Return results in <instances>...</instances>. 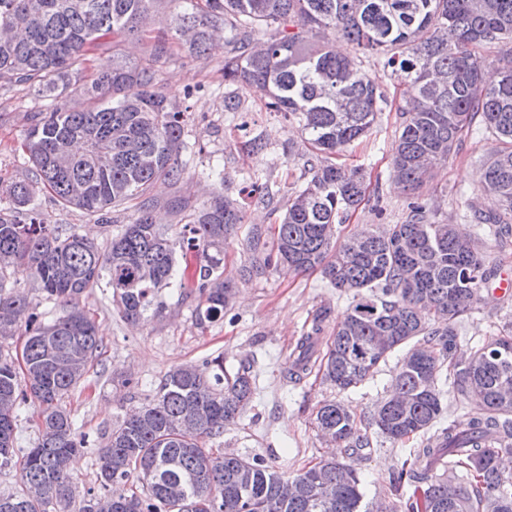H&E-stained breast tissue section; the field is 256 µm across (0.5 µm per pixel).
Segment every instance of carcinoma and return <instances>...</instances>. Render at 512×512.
<instances>
[{
  "mask_svg": "<svg viewBox=\"0 0 512 512\" xmlns=\"http://www.w3.org/2000/svg\"><path fill=\"white\" fill-rule=\"evenodd\" d=\"M159 0H0V79L29 84L56 101L35 112L24 148L29 175L7 185L0 207V282L24 271L49 300L63 304L52 323L31 327L29 303L0 292V339L28 333L23 368L0 349V470L15 468L25 490L0 496V512H369L353 465L334 457L290 476L241 455L204 447L224 434L257 390L253 362L233 374L214 359L213 377L194 365L170 369L156 395L130 411L96 449L100 492L76 500L71 457L90 441L61 402L99 361L96 321L81 297L106 280L112 305L137 322L155 295L173 283L177 254L211 249L200 267L204 307L200 324L224 313L232 288L215 271L224 261V238L242 223L236 200L224 189L193 210L191 236H167L155 224L146 198L158 180L182 175V110L153 90V62L170 54L171 41L189 57H204L213 35H231L224 57V86L247 84L266 107L288 115L309 145L303 185L288 197L271 241L249 231L252 252L245 272L259 277L279 267L318 270L350 296L349 312L320 358L323 380L340 391L373 378L395 349L406 346L391 380V396L367 424L396 442L420 439L409 449L391 485L412 494L390 512H512V320L490 340L458 354L459 327L484 299L494 276L477 239L438 220L424 203L408 206L400 224H380L336 243L342 224L364 195L358 166L332 163L367 135L386 103L383 81L409 87L400 109L392 169L404 191L432 178L478 123L497 146L484 162L483 190L498 209L473 219L489 235L512 233V59L485 80L487 45L512 42V0H186L169 23L171 37H155L151 60L117 65L82 85L86 106L68 107L63 95L79 78L88 55L106 37H137ZM343 38L384 57L383 75L362 70L355 56L331 44L311 43L306 30ZM50 189L66 207L105 215L140 200L137 216L106 249L72 232L50 230L31 207ZM327 312L314 318L282 368L296 382L317 353L313 335ZM464 406L480 396L469 424L447 420L445 394ZM38 408V437L15 446L19 411ZM315 426L336 443L367 448L353 412L340 400L321 404ZM302 481L303 495L288 496Z\"/></svg>",
  "mask_w": 512,
  "mask_h": 512,
  "instance_id": "carcinoma-1",
  "label": "carcinoma"
}]
</instances>
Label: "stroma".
<instances>
[{
    "mask_svg": "<svg viewBox=\"0 0 512 512\" xmlns=\"http://www.w3.org/2000/svg\"><path fill=\"white\" fill-rule=\"evenodd\" d=\"M183 0H162L154 25L135 39L104 46L90 54L85 78L111 70L118 63L137 66L149 58L159 28L173 13L182 11ZM230 50L226 39L210 44L203 60L191 59L180 45H173L166 58L156 62L158 89L183 107V140L186 163L180 181L157 182L149 195L155 213L169 234L179 233L189 218L175 209L174 202L186 199L199 205L215 189V181L204 173L213 165L224 171V193L237 200L244 213L243 224L224 243V261L219 268L232 282L235 297L219 319L197 325L195 315L202 298L191 282L162 289L161 307L147 321L129 324L114 312L108 288H97L80 300L99 326L104 345L101 362L65 400V406L92 442L91 448L74 457L71 472L77 497L97 490L93 446L101 444L105 432L117 425L130 409L153 397L173 366H203L223 357L225 371H234L242 359L254 360L258 390L242 417L224 429L209 445L242 456L258 457L280 471L295 474L315 458L332 453L318 435L313 418L326 400H342L364 418L387 395L394 363L403 356L395 351L389 363L380 365L373 380L346 392H338L322 377L309 375L300 383L285 382L281 368L297 340L311 328L320 308H328V328L341 322L349 306L322 278L320 271L284 274L272 272L258 278L243 275L249 263L247 237L252 225L274 227L286 207L291 188L301 175L307 144L297 124L282 113L268 110L259 94L245 85L235 86L241 103L237 112L224 109V57ZM387 98L382 112L366 137L346 151V162L363 165L367 171L365 196L345 224L336 229L337 238L377 223H400L407 215V195L392 177L391 153L398 133L400 106L407 100L403 86L385 81ZM52 99L39 96L26 84L0 79V181L24 178L29 167L22 149L30 117L47 112ZM262 137L267 147L258 155L244 149L245 141ZM496 142L482 127L465 131L459 150L449 157L419 192L422 201L435 210L437 219L464 223L471 211H494L498 202L485 192L477 179L482 163ZM269 184L276 195L272 205L259 202L254 184ZM34 205L44 223L61 233L78 232L106 245L130 223L136 210L128 202L111 212L106 220L76 208L61 206L47 191L39 192ZM5 291L23 292L30 304L34 324H48L62 313L60 305L45 299L29 274L11 275L0 282ZM512 314V295L489 294L463 323L464 336L482 340L496 332L501 321ZM369 448L350 455L337 450L339 460L354 465L364 481L368 497L392 494L389 477L408 453L407 443L394 442L374 433Z\"/></svg>",
    "mask_w": 512,
    "mask_h": 512,
    "instance_id": "35a3bbf8",
    "label": "stroma"
}]
</instances>
